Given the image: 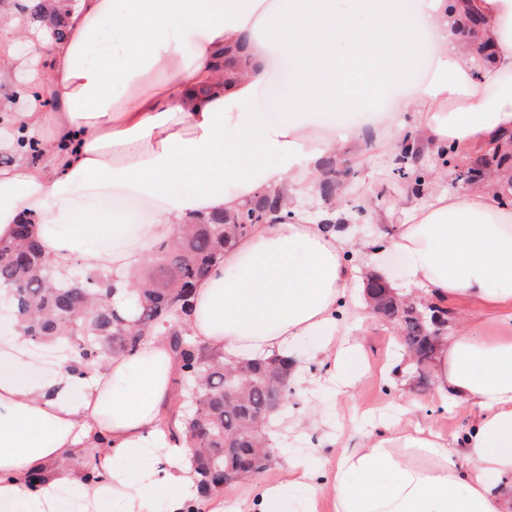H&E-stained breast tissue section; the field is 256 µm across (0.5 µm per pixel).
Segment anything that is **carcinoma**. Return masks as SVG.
Here are the masks:
<instances>
[{
	"label": "carcinoma",
	"instance_id": "obj_1",
	"mask_svg": "<svg viewBox=\"0 0 512 512\" xmlns=\"http://www.w3.org/2000/svg\"><path fill=\"white\" fill-rule=\"evenodd\" d=\"M25 24L47 38L62 40L66 25L57 10H46L44 0H25ZM39 156L38 143L19 133L13 151ZM324 201L334 199L336 177L326 175L316 185ZM277 195H259L233 214L197 215L175 238L156 246L157 268L136 277L135 319L125 318L112 305L117 287L108 276L82 263L59 274L30 231L31 222L17 225L11 241H0V305L9 307L23 324V335L36 345L59 339L79 353L88 366L137 349L145 332L166 329L179 363L182 387L167 404V415L181 423V438L192 449L199 475V496L206 498L224 485L263 472L269 459L263 453L261 427L270 417L274 396L290 389V359L254 362L232 367L234 379H224L226 365L196 349L182 326L192 311V290L198 278L224 260V248L250 232L264 217L280 213ZM367 294L394 325L401 345L422 368L435 352L448 323V310L435 302L424 308L400 302L389 285L367 278Z\"/></svg>",
	"mask_w": 512,
	"mask_h": 512
}]
</instances>
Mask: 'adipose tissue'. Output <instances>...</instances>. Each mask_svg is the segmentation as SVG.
<instances>
[{
	"label": "adipose tissue",
	"instance_id": "ef3b65f1",
	"mask_svg": "<svg viewBox=\"0 0 512 512\" xmlns=\"http://www.w3.org/2000/svg\"><path fill=\"white\" fill-rule=\"evenodd\" d=\"M435 35L428 79L417 61ZM243 43L234 63L216 51ZM287 53L288 86L275 113L254 108L271 52ZM30 75L25 102L0 103V139L25 129L39 159L0 166V239L29 219L57 272L79 260L119 281L118 309L149 246L171 239L194 213H235L258 193L280 195L282 213L236 241L196 283L183 325L194 345L241 365L326 363L336 388L364 374L359 346L341 341L350 287L366 274L392 279L386 250L403 258L401 285L441 304L494 312L497 335L449 327L437 341L432 402L464 403V430L443 436L397 425L337 455L326 475L303 459L286 482L243 487L258 512H288V487L327 496L333 512H512V211L502 201L512 171L457 192L436 179L411 183L412 204L309 210L305 191L325 155L383 141L382 167L398 145L507 150L512 131V0H77L67 36L36 58L11 54L0 76ZM392 99L370 130L346 114ZM123 190L154 204L141 241L120 254L86 241L123 234L111 208L75 204L83 189ZM397 223L388 242L359 224ZM339 223L328 232L324 223ZM22 337L0 339V512H58L59 493L79 487V512H184L198 475L184 443L160 417L177 363L167 336L149 332L133 353L88 368L82 361L35 383ZM93 481H86L87 470Z\"/></svg>",
	"mask_w": 512,
	"mask_h": 512
}]
</instances>
